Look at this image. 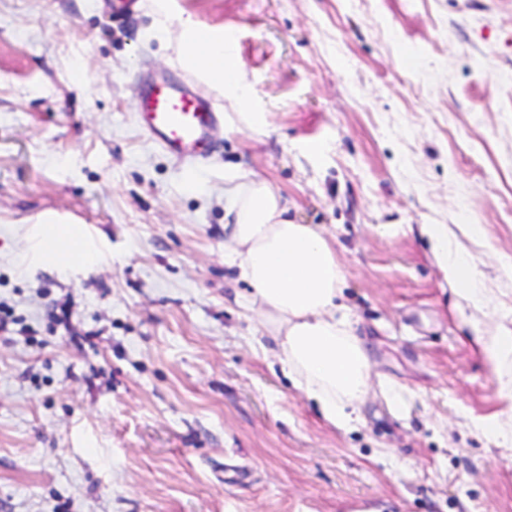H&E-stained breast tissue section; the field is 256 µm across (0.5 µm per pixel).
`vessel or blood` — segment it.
I'll return each mask as SVG.
<instances>
[{
    "mask_svg": "<svg viewBox=\"0 0 512 512\" xmlns=\"http://www.w3.org/2000/svg\"><path fill=\"white\" fill-rule=\"evenodd\" d=\"M136 111L144 133L184 170L194 171L212 156L223 114L191 78L175 71L146 76Z\"/></svg>",
    "mask_w": 512,
    "mask_h": 512,
    "instance_id": "vessel-or-blood-1",
    "label": "vessel or blood"
}]
</instances>
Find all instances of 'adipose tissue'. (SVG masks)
Masks as SVG:
<instances>
[{
	"label": "adipose tissue",
	"mask_w": 512,
	"mask_h": 512,
	"mask_svg": "<svg viewBox=\"0 0 512 512\" xmlns=\"http://www.w3.org/2000/svg\"><path fill=\"white\" fill-rule=\"evenodd\" d=\"M181 66L207 89L236 105L228 116L232 131L266 133L269 115L246 111L251 88L223 33L204 32L191 19L179 23ZM233 224L224 263L238 272L288 378L314 400L330 424L348 428L372 383L371 360L356 335L344 301V270L336 247L308 224L294 223L280 194L266 180L248 177L225 188ZM434 257L465 308L483 312L492 303L476 257L457 249L444 224H426ZM472 346L498 384V397L512 408V329L475 327Z\"/></svg>",
	"instance_id": "adipose-tissue-1"
}]
</instances>
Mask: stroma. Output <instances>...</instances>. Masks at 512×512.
<instances>
[{
    "label": "stroma",
    "mask_w": 512,
    "mask_h": 512,
    "mask_svg": "<svg viewBox=\"0 0 512 512\" xmlns=\"http://www.w3.org/2000/svg\"><path fill=\"white\" fill-rule=\"evenodd\" d=\"M170 9L223 32L272 129L217 132L192 188L136 124L140 74L179 67L152 0H0V304L26 329L0 338V512H512L476 428L506 407L420 232L483 225L460 242L511 329L512 0ZM243 172L340 247L380 380L356 427L268 355L224 263Z\"/></svg>",
    "instance_id": "stroma-1"
}]
</instances>
